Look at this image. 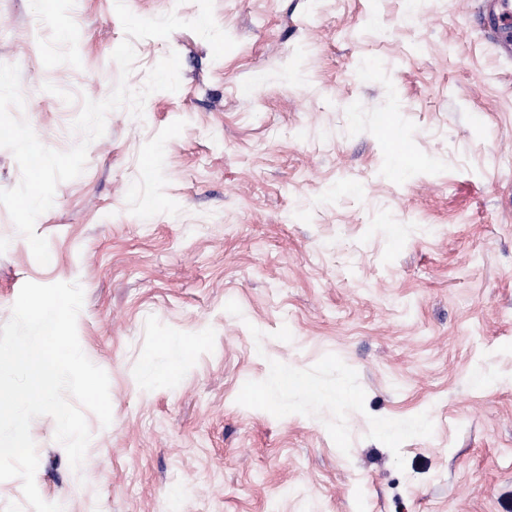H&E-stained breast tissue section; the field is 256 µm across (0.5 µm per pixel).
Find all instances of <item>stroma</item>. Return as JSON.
<instances>
[{
  "label": "stroma",
  "instance_id": "1",
  "mask_svg": "<svg viewBox=\"0 0 512 512\" xmlns=\"http://www.w3.org/2000/svg\"><path fill=\"white\" fill-rule=\"evenodd\" d=\"M481 3L424 0L408 23L406 0H214L223 57L188 29L135 40L128 86L174 52L180 88L108 114L35 222L47 265L0 205V325L24 283H79V343L109 377L86 467L33 419L44 501L512 512V57ZM124 38L115 0H0V64L42 144L79 142ZM148 359L171 372L146 382ZM276 362L303 385L272 383Z\"/></svg>",
  "mask_w": 512,
  "mask_h": 512
}]
</instances>
